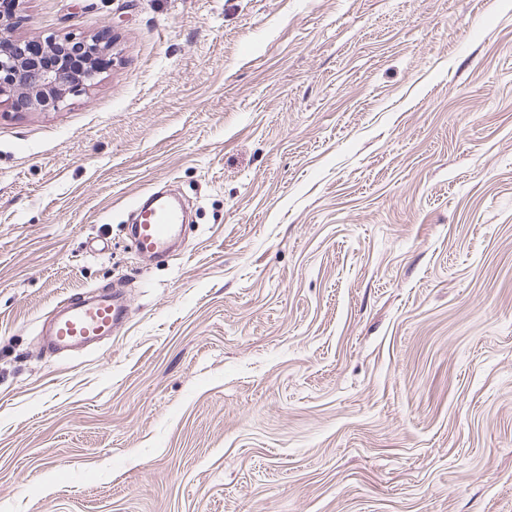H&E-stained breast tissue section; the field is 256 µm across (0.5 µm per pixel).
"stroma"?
Masks as SVG:
<instances>
[{
  "instance_id": "stroma-1",
  "label": "stroma",
  "mask_w": 512,
  "mask_h": 512,
  "mask_svg": "<svg viewBox=\"0 0 512 512\" xmlns=\"http://www.w3.org/2000/svg\"><path fill=\"white\" fill-rule=\"evenodd\" d=\"M105 36L0 106V512H512V0H18ZM176 190L158 263L131 211ZM125 326L44 348L66 299Z\"/></svg>"
}]
</instances>
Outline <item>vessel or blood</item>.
<instances>
[{
  "mask_svg": "<svg viewBox=\"0 0 512 512\" xmlns=\"http://www.w3.org/2000/svg\"><path fill=\"white\" fill-rule=\"evenodd\" d=\"M184 228L181 212L159 204L141 208L135 226L142 254L168 253ZM127 315V304L116 293L68 301L65 310L50 329L47 342L57 349H71L111 335Z\"/></svg>",
  "mask_w": 512,
  "mask_h": 512,
  "instance_id": "1",
  "label": "vessel or blood"
}]
</instances>
